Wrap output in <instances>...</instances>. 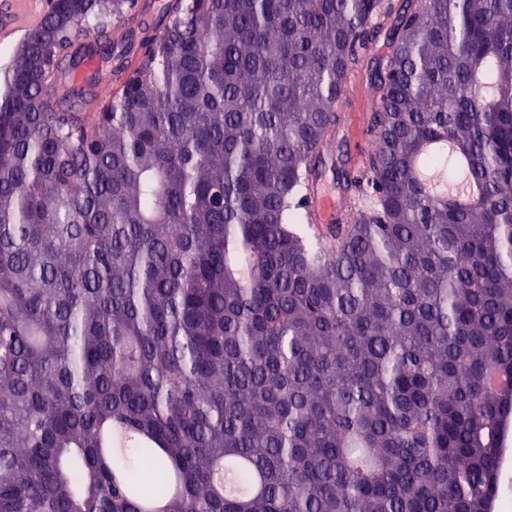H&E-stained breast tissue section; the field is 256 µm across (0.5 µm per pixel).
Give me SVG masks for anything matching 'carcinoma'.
Here are the masks:
<instances>
[{
	"instance_id": "1",
	"label": "carcinoma",
	"mask_w": 512,
	"mask_h": 512,
	"mask_svg": "<svg viewBox=\"0 0 512 512\" xmlns=\"http://www.w3.org/2000/svg\"><path fill=\"white\" fill-rule=\"evenodd\" d=\"M511 423L512 0H53L0 72V512H493ZM392 22V17H381L378 23L382 27L381 35L379 37V48L373 54L363 55L359 61L354 65L351 74L350 82L346 93L343 96L342 104L338 109L340 115V122L336 126V144L339 145V151H336V155L331 159L326 158L327 166L331 165V162L338 161L349 162L353 152V141L347 131L346 126L342 122V115L347 110H353L360 105L365 104L366 106L371 105L373 99V90L371 86L370 75L373 69L383 62V58L387 54L385 47L386 41L384 40L385 34L388 33ZM385 41V43H384ZM321 187L326 193L336 198V204L333 199L327 197L324 191L320 192L317 186L313 184L310 185L307 205L311 220L316 224L335 221L336 217L340 214V211L337 210V203L342 206L343 209L346 206V200L341 191L336 188V184L333 183L332 174L330 172H327L326 177L323 178Z\"/></svg>"
}]
</instances>
